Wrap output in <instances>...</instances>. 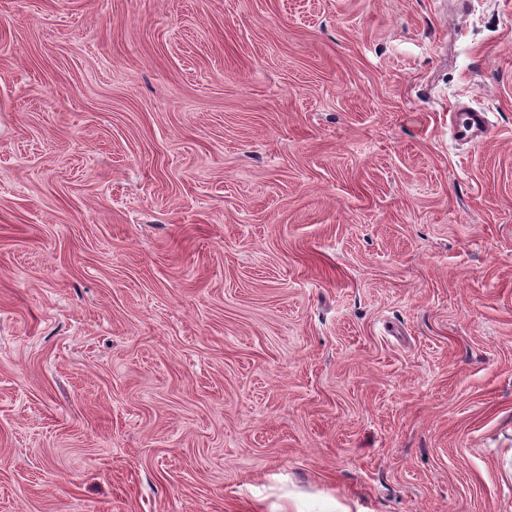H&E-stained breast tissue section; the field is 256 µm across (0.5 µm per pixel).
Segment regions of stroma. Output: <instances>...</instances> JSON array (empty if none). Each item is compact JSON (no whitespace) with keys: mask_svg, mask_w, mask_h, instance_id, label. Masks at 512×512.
Returning a JSON list of instances; mask_svg holds the SVG:
<instances>
[{"mask_svg":"<svg viewBox=\"0 0 512 512\" xmlns=\"http://www.w3.org/2000/svg\"><path fill=\"white\" fill-rule=\"evenodd\" d=\"M0 512H512V0H0ZM451 123L455 137L464 143L480 144L492 135L487 113L482 110L459 107L451 113Z\"/></svg>","mask_w":512,"mask_h":512,"instance_id":"stroma-1","label":"stroma"}]
</instances>
